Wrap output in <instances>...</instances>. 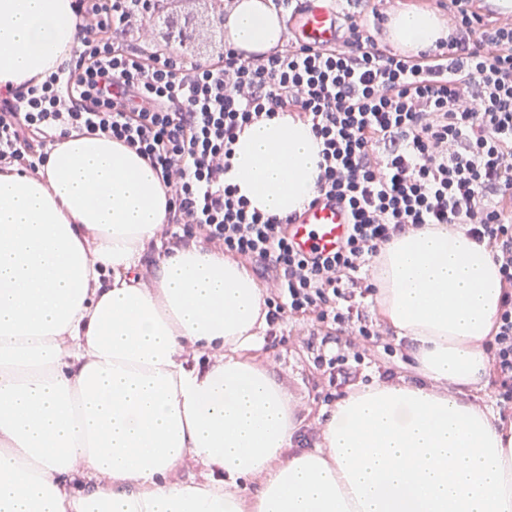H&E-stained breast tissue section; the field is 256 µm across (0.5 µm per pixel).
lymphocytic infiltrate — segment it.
I'll return each mask as SVG.
<instances>
[{"label": "lymphocytic infiltrate", "instance_id": "1", "mask_svg": "<svg viewBox=\"0 0 512 512\" xmlns=\"http://www.w3.org/2000/svg\"><path fill=\"white\" fill-rule=\"evenodd\" d=\"M372 22L343 14L336 45L296 41L217 60L146 55L127 38L147 0H75L78 69L59 65L37 85L0 89V165L38 173L70 132L107 136L146 158L168 193L163 233L199 239L253 264L269 284L270 323L306 321L307 345L329 382H355L381 326L361 303L370 261L395 237L461 225L486 244L502 298L490 363L512 406V19L478 0H448V36L414 54L376 40ZM282 112L322 144L317 195L343 203L349 234L335 252L306 255L288 235L296 214L267 215L226 184L243 129Z\"/></svg>", "mask_w": 512, "mask_h": 512}]
</instances>
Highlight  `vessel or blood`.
<instances>
[{"label": "vessel or blood", "instance_id": "obj_1", "mask_svg": "<svg viewBox=\"0 0 512 512\" xmlns=\"http://www.w3.org/2000/svg\"><path fill=\"white\" fill-rule=\"evenodd\" d=\"M295 37L301 43L319 47L336 42L338 38L335 12L320 0L311 4L292 22ZM350 224L346 209L336 201L323 199L314 206L304 209L290 235L295 247L302 253H329L336 251L345 241Z\"/></svg>", "mask_w": 512, "mask_h": 512}]
</instances>
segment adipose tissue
<instances>
[{"label":"adipose tissue","instance_id":"1","mask_svg":"<svg viewBox=\"0 0 512 512\" xmlns=\"http://www.w3.org/2000/svg\"><path fill=\"white\" fill-rule=\"evenodd\" d=\"M226 27L249 54L284 35L270 0H237ZM387 33L406 52L447 35L414 10ZM76 44L73 0H0V87L39 84ZM320 150L283 112L239 134L224 180L284 217L316 195ZM167 200L103 136L71 132L36 175L0 169V512H512V427L466 397L502 295L485 245L435 224L382 247L376 303L419 380L353 390L298 449L288 397L252 357L267 311L246 267L193 241L138 278ZM187 460L201 480L176 479Z\"/></svg>","mask_w":512,"mask_h":512}]
</instances>
